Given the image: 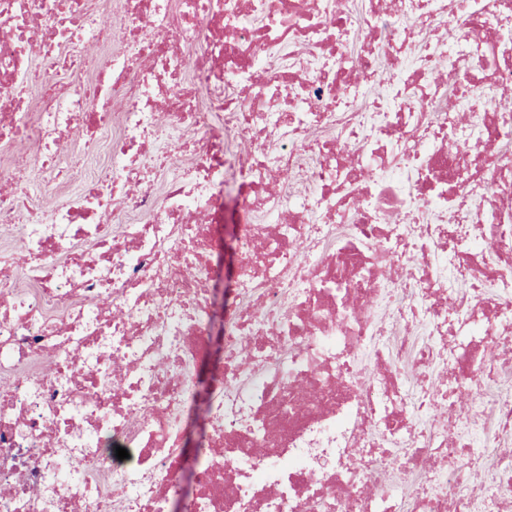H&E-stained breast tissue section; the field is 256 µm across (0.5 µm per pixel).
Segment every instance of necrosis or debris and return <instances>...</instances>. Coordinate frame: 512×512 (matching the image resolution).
Segmentation results:
<instances>
[{
	"label": "necrosis or debris",
	"instance_id": "obj_1",
	"mask_svg": "<svg viewBox=\"0 0 512 512\" xmlns=\"http://www.w3.org/2000/svg\"><path fill=\"white\" fill-rule=\"evenodd\" d=\"M129 2L116 51L103 0H0V149L31 141L42 175L0 189V512H502L512 0ZM64 131L112 165L44 210ZM230 171L239 276L202 396Z\"/></svg>",
	"mask_w": 512,
	"mask_h": 512
}]
</instances>
